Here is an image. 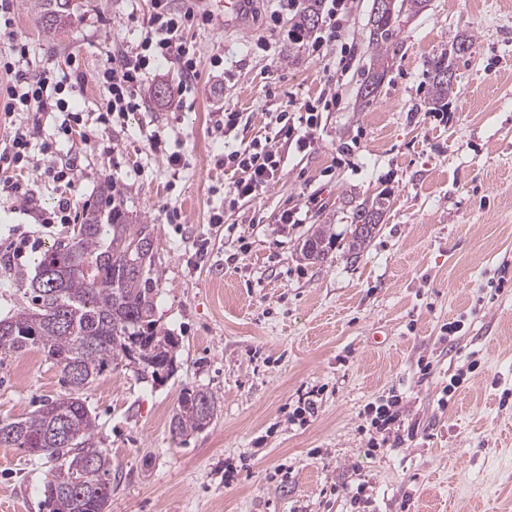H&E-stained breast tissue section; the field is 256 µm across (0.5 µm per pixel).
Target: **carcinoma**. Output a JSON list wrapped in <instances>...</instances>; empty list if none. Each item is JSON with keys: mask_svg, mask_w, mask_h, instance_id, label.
Masks as SVG:
<instances>
[{"mask_svg": "<svg viewBox=\"0 0 512 512\" xmlns=\"http://www.w3.org/2000/svg\"><path fill=\"white\" fill-rule=\"evenodd\" d=\"M426 0H390L371 12L369 44L371 68L361 84L364 101L375 96L386 72L388 52L401 30V15L417 13ZM44 30L54 35L72 25L76 0H30ZM431 102L448 97L452 84L448 55L432 61ZM388 199L377 195L355 205L351 224H380ZM326 225L319 224L305 239L308 260L326 256ZM153 227L133 224L111 194L83 213L71 241L47 250L37 273L26 288L27 304L0 318L10 336L0 334V356L37 350L61 374L66 393L42 405L32 416L0 421V434H15L12 448L24 447L21 432L44 433L42 454L60 466L44 485L52 512H105L112 499V457L95 441L97 420L83 399L86 390L112 369L119 356L137 355V375L156 377L168 368L177 341L157 330L154 309ZM88 266L91 272L84 273ZM53 273L55 285L41 284L43 272ZM216 412L213 395L205 390L186 392L179 399L170 427L185 435L212 424Z\"/></svg>", "mask_w": 512, "mask_h": 512, "instance_id": "1", "label": "carcinoma"}]
</instances>
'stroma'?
Instances as JSON below:
<instances>
[{
  "instance_id": "35a3bbf8",
  "label": "stroma",
  "mask_w": 512,
  "mask_h": 512,
  "mask_svg": "<svg viewBox=\"0 0 512 512\" xmlns=\"http://www.w3.org/2000/svg\"><path fill=\"white\" fill-rule=\"evenodd\" d=\"M372 6L348 0L320 58L280 40L276 0H253L234 25L185 30L198 75L183 97L176 64L156 61L153 84L166 97L146 98L126 123L95 126L91 147L59 135L60 113L0 116V136L35 128L33 160L47 143L58 160L77 159L76 210L110 185L129 218L154 227V320L178 341L173 365L152 380L123 361L83 394L112 457L108 512H512V0H427L365 104ZM150 13V0H82L78 21L50 37L18 0L12 29L31 73L79 62L85 80L71 103L94 118L108 97L98 71L135 47ZM465 38L473 46L451 59L447 104L429 109L431 60ZM333 85L341 103L327 110ZM308 103L323 110L310 147L283 144L275 179L226 209L236 176L220 163L213 112H239L244 147L274 137L270 113L299 117ZM154 132L180 152L179 172L150 148ZM18 180L33 201L0 196V318L22 303L38 259L12 265L9 244L33 231L47 250L73 236L69 224L37 225L60 184L30 169ZM380 193L390 206L352 255L350 210ZM217 210L223 223H210ZM287 210L299 223H279ZM319 224L332 234L322 262L301 252ZM458 373L463 383L441 404ZM195 389L214 395V421L175 435L173 410ZM65 391L41 352L5 358L0 421ZM394 394L414 434L383 447L368 410ZM309 399L317 411L303 422L294 411ZM53 467L0 448V512H49Z\"/></svg>"
}]
</instances>
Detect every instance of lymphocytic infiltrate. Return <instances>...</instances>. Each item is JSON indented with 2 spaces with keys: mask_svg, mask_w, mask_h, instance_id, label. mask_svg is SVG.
I'll list each match as a JSON object with an SVG mask.
<instances>
[{
  "mask_svg": "<svg viewBox=\"0 0 512 512\" xmlns=\"http://www.w3.org/2000/svg\"><path fill=\"white\" fill-rule=\"evenodd\" d=\"M152 12L145 35L136 48L113 55L108 67L101 73L109 98L98 120L110 125L114 120L126 119L130 113L140 111L142 91L146 86L156 59L175 63L185 79L196 75V51L184 41L183 30L190 25H205L208 15L198 14L194 8L178 10L172 0H151ZM328 22L324 29L306 34L296 29L286 31L284 38L293 43H304L313 53H321L335 40L341 17L347 10L346 0H321ZM29 60V47L16 37H9L8 46L0 51V72L9 80L0 84V112L12 116L17 112H61L65 118L59 132L65 137L81 133L83 117L71 110L68 96L80 80V70L65 75L43 71L39 76L28 75L24 68ZM31 133L16 127L8 143L0 149V193L13 199L28 200L29 192L16 181L7 179V172L24 168L29 162ZM225 167L234 169L239 177L228 192L230 202L257 196L276 176L281 153L278 141L265 142L228 150L223 159Z\"/></svg>",
  "mask_w": 512,
  "mask_h": 512,
  "instance_id": "1",
  "label": "lymphocytic infiltrate"
}]
</instances>
